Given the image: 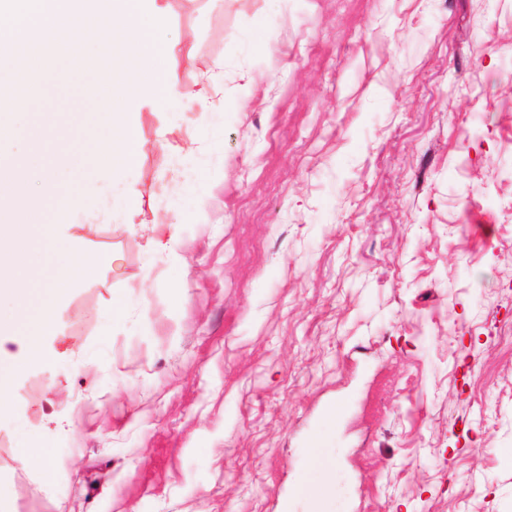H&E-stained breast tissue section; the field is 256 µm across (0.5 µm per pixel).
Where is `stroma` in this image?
<instances>
[{"label": "stroma", "mask_w": 512, "mask_h": 512, "mask_svg": "<svg viewBox=\"0 0 512 512\" xmlns=\"http://www.w3.org/2000/svg\"><path fill=\"white\" fill-rule=\"evenodd\" d=\"M162 4L223 103L135 105L126 218L59 227L98 267L0 407V512H304L320 473L333 512H512V0ZM42 83L0 156L74 191L112 103Z\"/></svg>", "instance_id": "35a3bbf8"}]
</instances>
